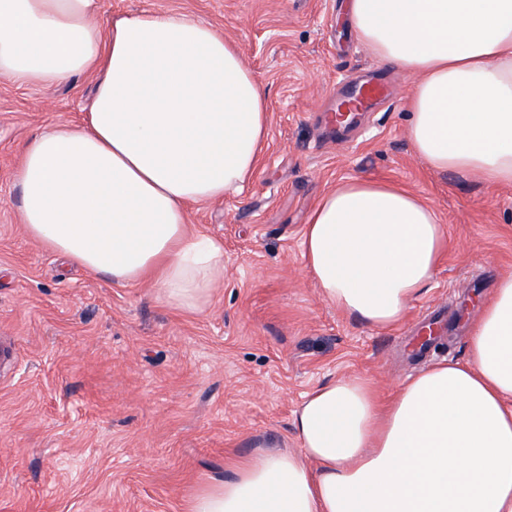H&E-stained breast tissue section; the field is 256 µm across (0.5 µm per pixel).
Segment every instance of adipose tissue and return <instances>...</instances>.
Here are the masks:
<instances>
[{"mask_svg":"<svg viewBox=\"0 0 512 512\" xmlns=\"http://www.w3.org/2000/svg\"><path fill=\"white\" fill-rule=\"evenodd\" d=\"M104 0H0V79L50 87L85 73L80 123L22 148L21 217L46 249L126 285L151 279L196 310L224 266L190 206L255 174L267 94L237 46L184 14L98 17ZM356 40L410 78L408 136L435 172L512 186V0H349ZM337 309L400 324L448 249L436 210L388 183L326 191L302 238ZM300 448L207 477L184 512H512V274L475 322L464 360L440 361L382 398L370 379L305 395Z\"/></svg>","mask_w":512,"mask_h":512,"instance_id":"obj_1","label":"adipose tissue"}]
</instances>
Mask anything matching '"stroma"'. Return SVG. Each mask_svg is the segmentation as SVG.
Instances as JSON below:
<instances>
[{
  "label": "stroma",
  "mask_w": 512,
  "mask_h": 512,
  "mask_svg": "<svg viewBox=\"0 0 512 512\" xmlns=\"http://www.w3.org/2000/svg\"><path fill=\"white\" fill-rule=\"evenodd\" d=\"M115 14L183 13L234 41L269 98L254 177L189 209L224 246L200 311L150 283L124 286L31 240L20 220V149L81 118L95 78L51 88L0 80V512H184L206 477L262 450H294V413L332 379L370 378L394 396L432 362L464 359L470 326L512 274V186L431 171L407 128L411 82L354 37L347 0H104ZM383 83L350 130L337 92ZM353 178L428 200L448 253L405 320L366 326L328 304L306 275L305 224L321 195ZM441 312V338L416 337Z\"/></svg>",
  "instance_id": "stroma-1"
}]
</instances>
